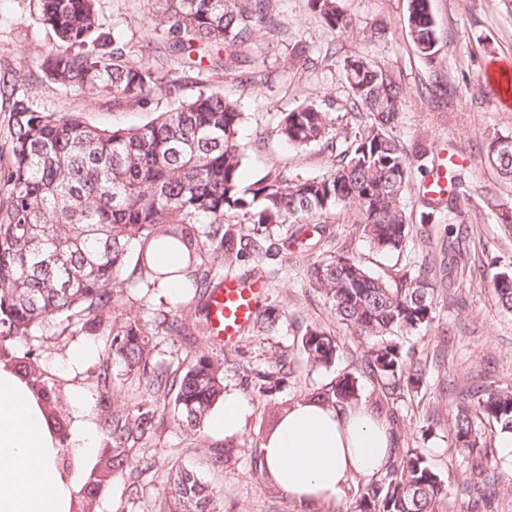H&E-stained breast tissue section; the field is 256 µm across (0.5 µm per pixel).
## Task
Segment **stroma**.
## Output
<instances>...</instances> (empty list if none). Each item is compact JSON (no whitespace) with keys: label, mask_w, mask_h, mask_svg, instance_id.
<instances>
[{"label":"stroma","mask_w":512,"mask_h":512,"mask_svg":"<svg viewBox=\"0 0 512 512\" xmlns=\"http://www.w3.org/2000/svg\"><path fill=\"white\" fill-rule=\"evenodd\" d=\"M100 6L107 28L144 47L146 54H155L142 23L146 0H100ZM429 6L439 36L436 70L428 69L409 41L407 0H345L356 22L386 24L385 39L373 43L323 26L306 0H275L281 26L259 33L251 59L244 65L255 76V84L244 86L220 76L204 83L190 72L183 94L190 97L203 86H219L237 102L243 114L237 134L244 148L243 185L274 170L293 177L316 176L331 166L333 155L319 144L289 145L277 132L279 116L308 101L322 100L338 131L354 135L358 122L345 109L350 90L343 61L365 53L411 93L395 130L408 157L416 158L425 148L456 155L467 192L445 221L462 239L466 268L453 272L451 285L438 289L431 328L405 340L428 361L423 386L412 396L386 405L381 419L398 433V448L423 452L447 485L442 512H478L476 494L466 481L468 454L452 445L450 412L468 387L478 384L488 390H512V313L498 307L491 290L496 273L512 266V229L499 220L502 211H512V181L500 178L486 159V144L492 136L512 137V107L500 103L496 86L485 77L490 65H512V0H429ZM49 39L32 0H0V67L16 70L39 107L78 112L89 123L107 129L137 127L170 109V100L161 98L144 109L116 110L111 101H92L44 82L38 56ZM296 43L305 46L306 54L293 64L289 52ZM436 78L448 86L449 105H435L417 94L421 84ZM428 179V170L413 169L405 190L412 240L403 254L370 248L358 227L340 216L334 223L337 250L360 260L372 275L388 280L398 271L416 269L425 257L437 255L438 225L419 221L422 186ZM314 259V254L293 244L281 247L263 269H256L249 254L233 269L239 279L257 276L264 280L265 307L284 313L271 331L246 333L232 349L205 337L155 336L158 363L174 366L201 354L223 359L225 392L244 397L250 411L242 429L230 437L204 428L195 433L180 431L173 423L172 410L162 411L161 426L146 445L153 468L140 472L136 460H129V472L113 476L109 489L94 503V512H164L167 475L178 466L194 468L215 489L217 512H349L361 478H354L344 495L311 511L269 482L254 459L256 442L276 428L283 408L329 387L343 375L356 378L363 405L376 399L377 383L364 371L363 355L371 342L339 323L321 295L310 288L307 271ZM315 325L331 331L340 346L331 365L309 366L303 355L301 337L307 327ZM77 344L92 349L94 358L73 378L66 359ZM17 347L36 348L50 374L65 379L68 388H81L92 414H99L104 405L125 413L136 411L140 391L119 363L111 364L110 388L96 386L99 367L108 357L105 333L91 335L80 326L66 328L54 321L40 326ZM439 352L446 355L441 366L433 361ZM284 362L294 366V373L281 371ZM479 427L493 462L488 479L496 490L487 512H512V474L495 464L501 433L485 421ZM218 454L223 457L219 464L214 461Z\"/></svg>","instance_id":"stroma-1"}]
</instances>
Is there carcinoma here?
Returning <instances> with one entry per match:
<instances>
[{"label": "carcinoma", "mask_w": 512, "mask_h": 512, "mask_svg": "<svg viewBox=\"0 0 512 512\" xmlns=\"http://www.w3.org/2000/svg\"><path fill=\"white\" fill-rule=\"evenodd\" d=\"M38 20L52 40L39 54L47 82L91 98H109L115 110L146 107L158 96L174 102L152 121L130 129H105L78 112H53L38 107L28 89L4 79V133L0 140V358L8 362L43 399L45 417L55 432L68 428L58 415L65 394L47 377L39 354L18 351L44 323L73 321L96 330L108 328L112 357L142 387L137 413L104 407L100 424L108 437L96 461L80 465L76 491L90 512L112 476L127 466L136 445L156 431L155 412L173 406L174 424L195 431L224 395V360L200 355L169 371L154 362L155 329L170 335L210 336L207 296L248 250L259 258L273 256V233L294 224L287 237L294 243L305 226L321 224L316 239L305 240L317 253L310 270L312 288L328 303L341 323L373 341L365 366L381 388L375 406L418 391L426 365L412 349L397 341L431 326L436 318L435 289L458 266L455 255L426 261L418 270L393 282L371 275L359 261L332 251L335 234L327 226L336 212L350 213L369 245L380 252H401L411 227L402 195L411 170L400 141L393 135L408 90L364 56L344 63L350 111L366 115L354 136L333 133L323 106L314 101L284 113L278 122L282 139L295 147L320 143L335 154L336 163L311 178L267 174L247 190L241 186L243 152L236 141L242 112L219 89L182 96L181 76L202 59L215 75H238L262 29L279 26L272 0H165L161 10L148 8L144 27L163 40V58L135 53L119 33L104 30L99 0H33ZM344 0H307L309 10L326 26L354 28ZM407 28L419 58L438 64V35L428 0H408ZM487 159L499 176L512 178V156L493 151ZM457 200L422 201L420 223L435 224L445 206ZM233 215L242 220L231 219ZM264 225L256 238L242 224ZM176 253L169 266L160 256ZM174 281L200 301L194 313H173L154 322L120 321L122 300L134 290L152 291ZM499 307L512 312V269L492 282ZM279 321L266 308L251 322L268 331ZM307 363L328 365L339 351L336 337L318 327L301 339ZM309 399L323 405L359 403L355 378L346 375ZM488 419L502 432L512 431V393H464L455 406L454 447L473 453L481 448L476 420ZM168 512H215L214 492L198 473L179 467L167 479ZM448 487L417 449L391 453L388 466L359 489L353 512H439Z\"/></svg>", "instance_id": "cac0c4a2"}]
</instances>
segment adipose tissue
Listing matches in <instances>:
<instances>
[{
  "mask_svg": "<svg viewBox=\"0 0 512 512\" xmlns=\"http://www.w3.org/2000/svg\"><path fill=\"white\" fill-rule=\"evenodd\" d=\"M67 441L47 423L31 386L0 362V512H70L73 477L63 455H91L96 431L83 393L71 400ZM392 452L388 427L366 407L331 408L301 400L264 446V462L281 490L313 507L340 496L355 474L381 471Z\"/></svg>",
  "mask_w": 512,
  "mask_h": 512,
  "instance_id": "ef3b65f1",
  "label": "adipose tissue"
}]
</instances>
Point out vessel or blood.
<instances>
[{
	"instance_id": "b4317fda",
	"label": "vessel or blood",
	"mask_w": 512,
	"mask_h": 512,
	"mask_svg": "<svg viewBox=\"0 0 512 512\" xmlns=\"http://www.w3.org/2000/svg\"><path fill=\"white\" fill-rule=\"evenodd\" d=\"M264 298L262 279L244 282L226 278L220 288L213 290L209 301L212 341L228 349L235 347L260 311Z\"/></svg>"
}]
</instances>
